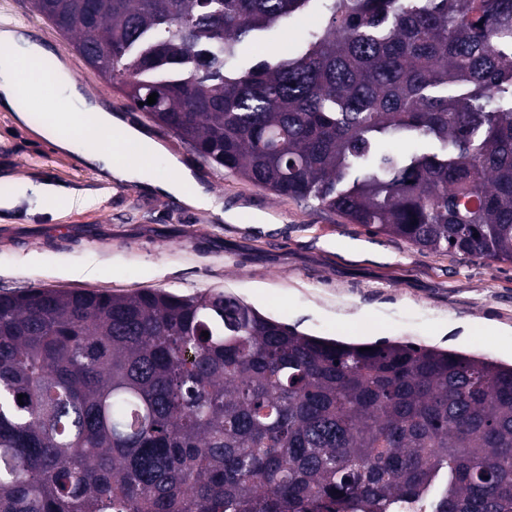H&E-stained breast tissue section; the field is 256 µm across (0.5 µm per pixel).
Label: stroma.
<instances>
[{
	"instance_id": "stroma-1",
	"label": "stroma",
	"mask_w": 512,
	"mask_h": 512,
	"mask_svg": "<svg viewBox=\"0 0 512 512\" xmlns=\"http://www.w3.org/2000/svg\"><path fill=\"white\" fill-rule=\"evenodd\" d=\"M59 49L88 92L175 156L225 208L272 216L232 224L136 182L108 184L76 153L0 111V293L30 288L182 296L223 291L299 331L408 341L512 363V264L421 251L277 197L196 154L95 71L29 0H0V24ZM53 186L48 199L41 187ZM489 326L500 335H486Z\"/></svg>"
}]
</instances>
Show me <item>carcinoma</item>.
Segmentation results:
<instances>
[{
  "instance_id": "1",
  "label": "carcinoma",
  "mask_w": 512,
  "mask_h": 512,
  "mask_svg": "<svg viewBox=\"0 0 512 512\" xmlns=\"http://www.w3.org/2000/svg\"><path fill=\"white\" fill-rule=\"evenodd\" d=\"M31 3L211 163L373 235L512 263V0ZM312 14L304 41L242 64ZM369 347L223 292H3L0 512H512V366Z\"/></svg>"
}]
</instances>
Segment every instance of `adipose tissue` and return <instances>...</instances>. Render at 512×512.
Returning a JSON list of instances; mask_svg holds the SVG:
<instances>
[{
  "label": "adipose tissue",
  "mask_w": 512,
  "mask_h": 512,
  "mask_svg": "<svg viewBox=\"0 0 512 512\" xmlns=\"http://www.w3.org/2000/svg\"><path fill=\"white\" fill-rule=\"evenodd\" d=\"M46 83L51 84L55 97L54 109L46 116L47 125L57 133L56 143L61 149L101 163L107 180H135L149 189L181 197L189 206H212V196L177 158H170L173 175L165 180L155 176L151 163L145 160H104L101 143L139 141L144 139V132L112 115L99 101L86 99L71 68L58 54L39 42L22 41L11 25L0 26V108L17 111L19 119H26V112L17 109L19 94L37 96Z\"/></svg>",
  "instance_id": "obj_1"
}]
</instances>
